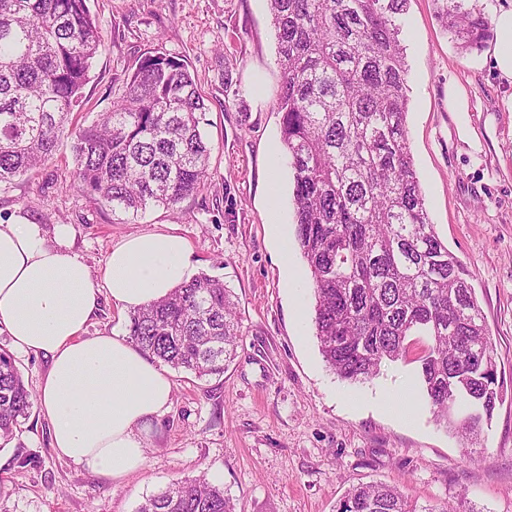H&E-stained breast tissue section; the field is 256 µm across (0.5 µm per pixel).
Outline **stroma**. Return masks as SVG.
Masks as SVG:
<instances>
[{
    "label": "stroma",
    "mask_w": 512,
    "mask_h": 512,
    "mask_svg": "<svg viewBox=\"0 0 512 512\" xmlns=\"http://www.w3.org/2000/svg\"><path fill=\"white\" fill-rule=\"evenodd\" d=\"M104 45L83 90V124L112 105L137 59L162 47L187 63L206 99L211 146L204 188L175 207L122 223L73 189L70 131L38 172L0 188V221L72 229L71 250L96 271L130 234L183 236L193 273L235 294L240 338L223 376L171 371L172 405L145 436L146 462L122 481L60 458L31 407L0 447V512H136L176 480L223 486L236 512H336L360 482L399 487L421 506L512 512V83L488 50L461 52L432 0H409L407 130L429 219L472 273L494 346L503 401L479 455L436 422L418 365L340 380L313 325L314 292L295 243L293 173L280 143V68L267 0H88ZM230 197L227 222L217 200ZM279 227H272V220ZM406 391L410 422L383 407Z\"/></svg>",
    "instance_id": "stroma-1"
}]
</instances>
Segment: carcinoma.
Wrapping results in <instances>:
<instances>
[{
  "label": "carcinoma",
  "instance_id": "carcinoma-1",
  "mask_svg": "<svg viewBox=\"0 0 512 512\" xmlns=\"http://www.w3.org/2000/svg\"><path fill=\"white\" fill-rule=\"evenodd\" d=\"M281 84L277 112L293 171L296 242L311 273L319 350L343 381L412 358L435 418L466 440L502 402L493 344L471 272L430 223L407 131L409 0H268ZM457 47L479 50L489 18L469 0H433ZM103 46L87 0H0V185L55 154ZM207 108L188 65L142 54L92 124L74 131L73 186L112 213L171 208L205 185ZM240 332L232 291L207 273L129 316L145 354L202 379L222 376ZM428 346L413 353L409 336ZM34 394L0 348V445ZM137 512H236L205 477L177 481ZM336 512L417 508L397 488L359 484Z\"/></svg>",
  "mask_w": 512,
  "mask_h": 512
}]
</instances>
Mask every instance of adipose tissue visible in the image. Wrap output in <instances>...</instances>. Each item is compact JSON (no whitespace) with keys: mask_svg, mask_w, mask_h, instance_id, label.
<instances>
[{"mask_svg":"<svg viewBox=\"0 0 512 512\" xmlns=\"http://www.w3.org/2000/svg\"><path fill=\"white\" fill-rule=\"evenodd\" d=\"M189 267L184 237L133 234L95 277L71 252L67 225L49 240L41 225L0 222V333L49 360L37 390L58 457L115 482L142 468L144 434L170 409L174 384L126 337L84 332L102 298L137 310L167 297Z\"/></svg>","mask_w":512,"mask_h":512,"instance_id":"1","label":"adipose tissue"}]
</instances>
